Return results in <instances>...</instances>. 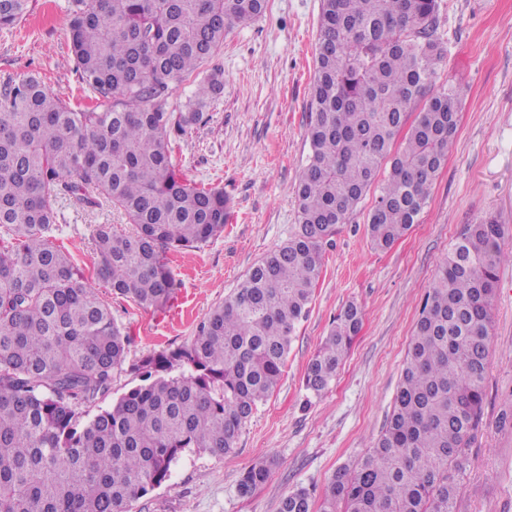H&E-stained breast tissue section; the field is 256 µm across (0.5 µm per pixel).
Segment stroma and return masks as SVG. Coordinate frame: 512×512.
<instances>
[{
    "label": "stroma",
    "instance_id": "35a3bbf8",
    "mask_svg": "<svg viewBox=\"0 0 512 512\" xmlns=\"http://www.w3.org/2000/svg\"><path fill=\"white\" fill-rule=\"evenodd\" d=\"M31 4L12 31H0V77L36 74L60 97L86 102L70 58L65 0ZM320 13L321 0H269L257 21L230 29L213 57L224 71V93L206 122L177 138L172 161L187 179L223 188L231 217L201 248L164 253L176 280L164 307H140L97 283L129 333V360L190 343L205 315L294 234ZM439 32L448 53L434 85L461 88L460 120L417 224L390 248L374 249L366 224L372 201L359 204L325 246L322 276L280 381L242 428L234 452L186 450L169 480L136 501L133 512H278L295 488L323 492L334 472L354 465L379 436L439 260L463 225L489 214L512 225V0H441ZM56 208L58 242L94 277L95 225L124 231L125 216L73 199ZM505 251L492 307L484 424L469 449L456 512H512V238ZM352 301L363 307L362 329L332 389L305 404L307 366ZM269 458L276 464L267 482L240 496L243 471Z\"/></svg>",
    "mask_w": 512,
    "mask_h": 512
}]
</instances>
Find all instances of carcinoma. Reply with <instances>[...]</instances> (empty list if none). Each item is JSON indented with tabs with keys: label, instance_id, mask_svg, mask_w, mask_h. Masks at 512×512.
Here are the masks:
<instances>
[{
	"label": "carcinoma",
	"instance_id": "obj_1",
	"mask_svg": "<svg viewBox=\"0 0 512 512\" xmlns=\"http://www.w3.org/2000/svg\"><path fill=\"white\" fill-rule=\"evenodd\" d=\"M27 9L28 0H0V29ZM264 10L265 0H67L70 52L95 106H73L35 76L0 79V512H131L184 451L232 453L279 383L324 246L380 171L367 218L376 248L401 239L427 205L459 123L457 86L427 96L447 53L438 0H322L296 233L189 344L128 362L129 334L56 243L55 203L68 196L123 212L130 232L96 225L95 275L144 308L168 303L176 282L163 253L201 247L230 217L224 189L175 169L171 139L224 93V71L202 66L226 29ZM190 78L191 96L167 111L169 83ZM507 235L489 215L464 225L439 261L386 426L354 469L331 476L321 512H455L483 421ZM363 316L354 302L336 315L305 372L307 399L330 389ZM125 369L139 383L94 410ZM272 466L248 467L239 494ZM312 508L313 492L299 487L279 512Z\"/></svg>",
	"mask_w": 512,
	"mask_h": 512
}]
</instances>
